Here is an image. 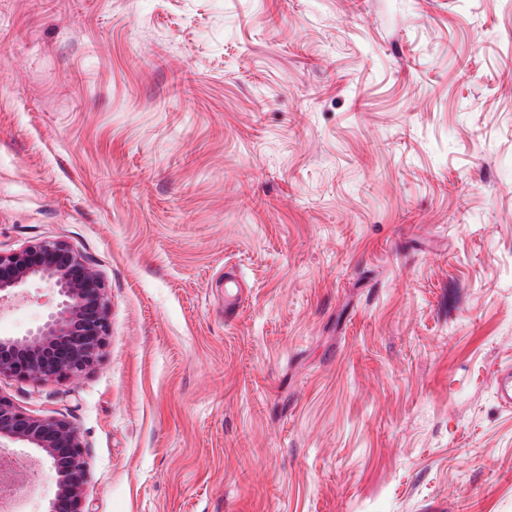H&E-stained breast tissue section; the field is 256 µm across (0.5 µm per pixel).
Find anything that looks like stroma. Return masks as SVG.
<instances>
[{
	"mask_svg": "<svg viewBox=\"0 0 512 512\" xmlns=\"http://www.w3.org/2000/svg\"><path fill=\"white\" fill-rule=\"evenodd\" d=\"M52 240L105 345L0 395L86 512H512V0H0V251ZM495 388L500 404L512 408V366L499 367L495 370ZM21 455L32 449L54 474L56 490L47 512H86L83 506V447L71 424L60 418L29 414L0 395V451Z\"/></svg>",
	"mask_w": 512,
	"mask_h": 512,
	"instance_id": "35a3bbf8",
	"label": "stroma"
}]
</instances>
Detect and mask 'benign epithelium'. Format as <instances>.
<instances>
[{
  "label": "benign epithelium",
  "instance_id": "obj_1",
  "mask_svg": "<svg viewBox=\"0 0 512 512\" xmlns=\"http://www.w3.org/2000/svg\"><path fill=\"white\" fill-rule=\"evenodd\" d=\"M55 288L56 313L22 336H0V376L20 381L76 377L100 357L109 328L107 286L73 249L40 241L0 253V302L19 295L32 279ZM31 449L54 474L47 512H85V461L71 424L29 414L0 395V451Z\"/></svg>",
  "mask_w": 512,
  "mask_h": 512
}]
</instances>
